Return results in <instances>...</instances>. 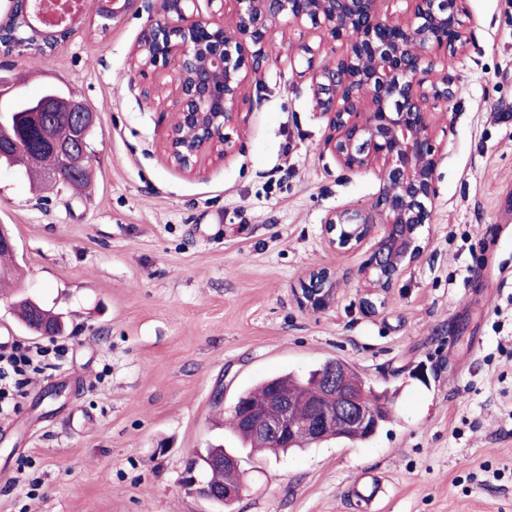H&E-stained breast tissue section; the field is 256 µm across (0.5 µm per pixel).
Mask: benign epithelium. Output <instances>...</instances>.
<instances>
[{"label":"benign epithelium","mask_w":512,"mask_h":512,"mask_svg":"<svg viewBox=\"0 0 512 512\" xmlns=\"http://www.w3.org/2000/svg\"><path fill=\"white\" fill-rule=\"evenodd\" d=\"M138 0H98L102 12L116 18ZM198 0H161L162 15L150 20L132 50L141 70L160 62L173 68L181 105L173 113L166 138L169 161L193 174L215 156L239 126V105L245 80L267 60L264 47L277 25L311 24L346 49L329 64L320 62L321 47L309 44L297 55L301 74L309 76L318 109L328 117L332 134L326 140L338 164L349 171L378 169L382 187L367 212L344 209L331 213L322 225L329 248L349 250L375 239L361 270L363 307L375 315L400 275L414 265L427 246L421 226L432 221L437 197L439 149L428 112L429 99L455 96L448 72L436 69L468 44L460 15L462 0H408L407 12L392 18L383 13L386 0H224V16H204ZM21 35L3 45L41 59L39 45L53 41L58 49L72 31L71 22L46 28L34 19L32 0H25ZM60 111L72 114L63 134L49 124L42 139L60 153L63 166L51 176L68 183L70 174L85 167V132L97 114L80 97L65 100ZM336 271L314 266L304 275L298 301L313 312L336 302ZM322 395L310 404L308 417L296 416L301 396L273 391L259 404L233 408L237 421L273 448L301 436L312 442L338 432H361L378 417L366 404L365 387L351 383L340 371L325 374ZM202 453L190 459L184 486L197 496L222 504L242 493L241 482L219 488L195 475Z\"/></svg>","instance_id":"7a95c632"}]
</instances>
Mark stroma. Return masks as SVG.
<instances>
[{"instance_id":"stroma-1","label":"stroma","mask_w":512,"mask_h":512,"mask_svg":"<svg viewBox=\"0 0 512 512\" xmlns=\"http://www.w3.org/2000/svg\"><path fill=\"white\" fill-rule=\"evenodd\" d=\"M471 41L430 100L440 151L424 258L378 314L361 305L371 244L329 249V213L370 207L376 170L341 168L328 118L293 57L310 26L275 32L249 76L224 158L188 175L164 143L180 97L170 68H134L156 15L137 0L101 27L94 0L44 64L0 51L19 92L54 82L97 114L89 194L36 191L0 169V225L18 289L0 292V337L38 343L13 311L42 301L69 324L64 361L0 416V512H361L346 486L384 476L380 512H512V0H466ZM336 270L335 304L301 308L310 267ZM342 359L393 418L366 442L242 457L231 508L183 484L197 449L235 447L225 425L257 381Z\"/></svg>"}]
</instances>
